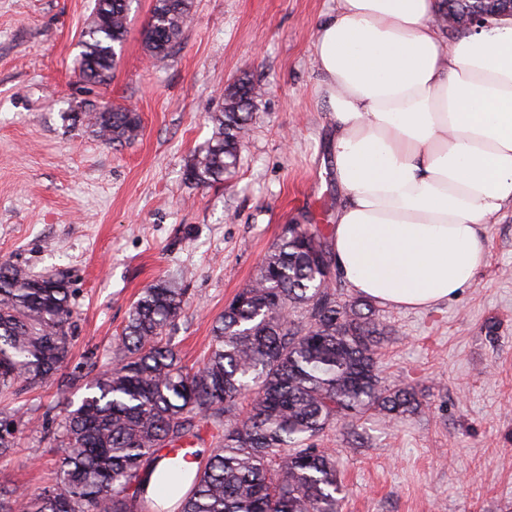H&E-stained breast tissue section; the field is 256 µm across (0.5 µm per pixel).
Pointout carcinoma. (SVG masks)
Masks as SVG:
<instances>
[{
	"mask_svg": "<svg viewBox=\"0 0 512 512\" xmlns=\"http://www.w3.org/2000/svg\"><path fill=\"white\" fill-rule=\"evenodd\" d=\"M192 0H157L143 32L149 55L178 42ZM130 0H96L79 72L101 82L123 43ZM258 86L228 85L213 133L185 179L210 186L236 168ZM97 136L120 145L141 131L120 107L95 116ZM331 246L311 224H287L254 280L225 305L198 367L182 364L167 337L185 289L158 280L132 303L115 336V363L85 384L52 432L61 448L52 483L24 496L0 491V512H339L335 456L309 445L338 423L373 411H417L410 387L381 376L386 326L373 303L336 300ZM300 309L303 315L292 317ZM72 291L62 274L37 276L0 261V394L57 379L74 334ZM246 400V414L239 413ZM17 412L0 410V458L17 449ZM209 435L212 450L198 448ZM200 458L194 477L179 458ZM170 464L158 468L161 460Z\"/></svg>",
	"mask_w": 512,
	"mask_h": 512,
	"instance_id": "carcinoma-1",
	"label": "carcinoma"
}]
</instances>
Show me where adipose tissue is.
Wrapping results in <instances>:
<instances>
[{
	"mask_svg": "<svg viewBox=\"0 0 512 512\" xmlns=\"http://www.w3.org/2000/svg\"><path fill=\"white\" fill-rule=\"evenodd\" d=\"M440 9L338 0L314 41L346 196L337 272L358 295L406 310L455 296L482 262L485 224L512 207V20L447 49Z\"/></svg>",
	"mask_w": 512,
	"mask_h": 512,
	"instance_id": "1",
	"label": "adipose tissue"
}]
</instances>
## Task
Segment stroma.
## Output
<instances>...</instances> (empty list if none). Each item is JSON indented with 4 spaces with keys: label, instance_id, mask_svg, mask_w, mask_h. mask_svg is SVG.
<instances>
[{
    "label": "stroma",
    "instance_id": "1",
    "mask_svg": "<svg viewBox=\"0 0 512 512\" xmlns=\"http://www.w3.org/2000/svg\"><path fill=\"white\" fill-rule=\"evenodd\" d=\"M154 3L133 0L117 63L95 83L77 70L95 0H0V260L68 274L67 375L111 364L132 302L159 279L186 290L170 336L183 363L199 365L215 320L284 225L299 218L331 235L344 200L313 54L337 0H193L160 59L142 45ZM245 73L262 95L237 169L208 187L186 182L224 87ZM106 106L139 113L140 136L99 139L92 118ZM377 310L389 331L382 375L414 387L421 406L392 422L367 413L316 439L336 457L341 512H512V208L486 225L483 262L455 297ZM73 392L53 382L8 399L21 420L1 488L43 486L60 454L43 429Z\"/></svg>",
    "mask_w": 512,
    "mask_h": 512
}]
</instances>
